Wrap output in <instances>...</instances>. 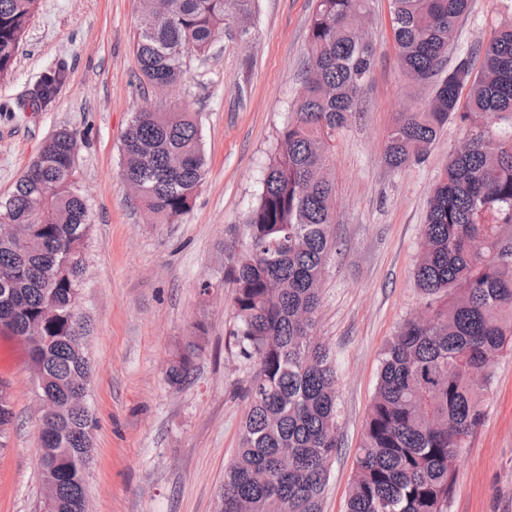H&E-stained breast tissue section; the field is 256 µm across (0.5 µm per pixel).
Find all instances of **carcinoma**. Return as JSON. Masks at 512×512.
<instances>
[{
    "mask_svg": "<svg viewBox=\"0 0 512 512\" xmlns=\"http://www.w3.org/2000/svg\"><path fill=\"white\" fill-rule=\"evenodd\" d=\"M256 0H137L135 52L141 80L179 82L186 58L209 51L211 34L246 36ZM470 0H391L399 65L429 96L399 112L388 131L393 168L423 162L450 123L463 136L448 155L428 201L423 243L413 271L428 320L409 318L384 350L348 496V512H448L455 463L484 417L490 368L512 346V20L467 57L445 68L448 47ZM38 0H0V77L8 76ZM367 0H315L302 86L244 219L245 242L226 279L233 284L239 356L255 366L246 392L239 447L224 469L218 512H322L328 465L339 448L336 361L315 335L322 277L337 250L336 182L328 167L336 131L359 112L376 65L358 22ZM63 71L43 79L47 103ZM82 137L61 128L0 203L14 225L0 238V320L25 335L50 380L38 388L63 407L40 426L39 459L57 484L55 512L87 504L90 410L65 406L74 381L90 380L75 308L84 271L88 210L76 186ZM122 180L145 214L174 224L187 214L205 176L194 113L142 105L122 140ZM181 354L171 383L191 375Z\"/></svg>",
    "mask_w": 512,
    "mask_h": 512,
    "instance_id": "cac0c4a2",
    "label": "carcinoma"
}]
</instances>
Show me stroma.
Instances as JSON below:
<instances>
[{"label": "stroma", "instance_id": "stroma-1", "mask_svg": "<svg viewBox=\"0 0 512 512\" xmlns=\"http://www.w3.org/2000/svg\"><path fill=\"white\" fill-rule=\"evenodd\" d=\"M312 0H257L251 39L223 37L192 56L184 78L157 91L139 80L136 0H39L14 69L0 79V200L57 129L84 136L79 187L91 227L78 313L93 365L88 404L94 454L89 512H216L224 469L239 446L253 367L231 335L232 286L224 273L258 177L303 78ZM512 19V0H472L449 62L470 56ZM376 66L362 110L336 133V254L323 275L316 334L336 359L341 447L329 463L323 512H347L356 450L383 350L421 305L413 268L430 190L462 136L448 124L427 161L394 169L388 130L403 101L426 87L402 74L389 0H369ZM63 69L51 102L33 105L44 75ZM195 112L208 160L192 210L175 224L148 223L120 177L133 112ZM200 350L175 385L169 358ZM0 367L11 383L13 424L0 450V512H38L39 403L28 344L0 330ZM448 512H512V348L491 367L484 419L456 462Z\"/></svg>", "mask_w": 512, "mask_h": 512}]
</instances>
